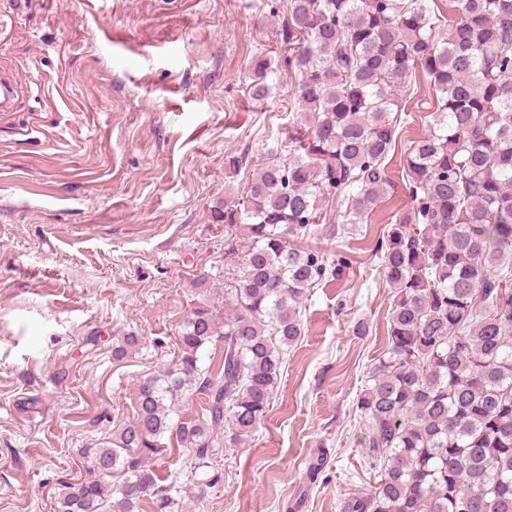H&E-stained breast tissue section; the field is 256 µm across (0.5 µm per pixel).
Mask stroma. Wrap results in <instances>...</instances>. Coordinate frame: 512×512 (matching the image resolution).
<instances>
[{"label": "stroma", "mask_w": 512, "mask_h": 512, "mask_svg": "<svg viewBox=\"0 0 512 512\" xmlns=\"http://www.w3.org/2000/svg\"><path fill=\"white\" fill-rule=\"evenodd\" d=\"M284 16L281 0H0V66L23 84L0 119V512H55L89 475L83 448L129 421L138 379L172 362L191 310L228 309L211 209L288 142L297 79L272 35ZM433 109L418 75L387 194L339 238L300 240L344 264L302 305L264 425L214 448L221 481L191 498L192 455L158 459L183 512H339L375 484L356 399L386 344L377 247L412 207L404 153ZM35 117L39 138L21 140ZM231 153L248 164L229 179ZM130 334L139 349L113 359Z\"/></svg>", "instance_id": "stroma-1"}]
</instances>
